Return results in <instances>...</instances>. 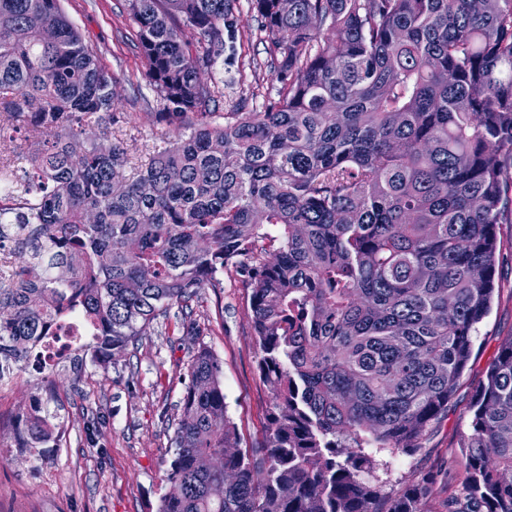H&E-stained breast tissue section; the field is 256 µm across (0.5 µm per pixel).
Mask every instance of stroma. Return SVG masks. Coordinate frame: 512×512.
Returning a JSON list of instances; mask_svg holds the SVG:
<instances>
[{"instance_id":"obj_1","label":"stroma","mask_w":512,"mask_h":512,"mask_svg":"<svg viewBox=\"0 0 512 512\" xmlns=\"http://www.w3.org/2000/svg\"><path fill=\"white\" fill-rule=\"evenodd\" d=\"M101 66L112 76L113 138L137 168L153 147L171 134L159 116L125 0H60ZM239 12L237 61L216 63L202 77L215 88L216 121L228 112L261 107L272 87L266 45L244 0ZM498 261L490 313L474 335V351L455 396L441 418L426 429L412 454L386 456L378 475L385 497L401 495L433 475L437 482L426 512H442L465 469L458 443L469 429V406L500 346L512 337V223L497 227ZM250 291L239 275L225 273L223 288L202 290L188 306H173L154 322L148 336L111 363L86 361L55 366L56 383L46 394V376L23 362L0 383V512H157L169 486L165 481L187 367L198 344L220 360L229 416L238 427L241 449L261 442L268 424L272 389L260 375V351L250 324ZM194 320L205 334L186 336L181 324ZM57 414L62 432L47 448H19L17 436L33 406Z\"/></svg>"}]
</instances>
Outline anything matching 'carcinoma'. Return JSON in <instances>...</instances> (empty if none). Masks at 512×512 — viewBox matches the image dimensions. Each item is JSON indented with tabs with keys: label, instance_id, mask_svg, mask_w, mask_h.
<instances>
[{
	"label": "carcinoma",
	"instance_id": "cac0c4a2",
	"mask_svg": "<svg viewBox=\"0 0 512 512\" xmlns=\"http://www.w3.org/2000/svg\"><path fill=\"white\" fill-rule=\"evenodd\" d=\"M233 2L126 0L181 130L131 178L112 76L59 0H0V112L52 133L27 157L41 191L0 194V244L28 254L0 271V381L75 312L110 363L233 269L274 391L267 433L240 449L199 345L158 512H424L430 482L385 497L378 455L421 447L490 310L512 222V0H247L278 87L220 124L199 69L233 50ZM470 411L448 512H512V339ZM58 428L34 411L19 447Z\"/></svg>",
	"mask_w": 512,
	"mask_h": 512
}]
</instances>
